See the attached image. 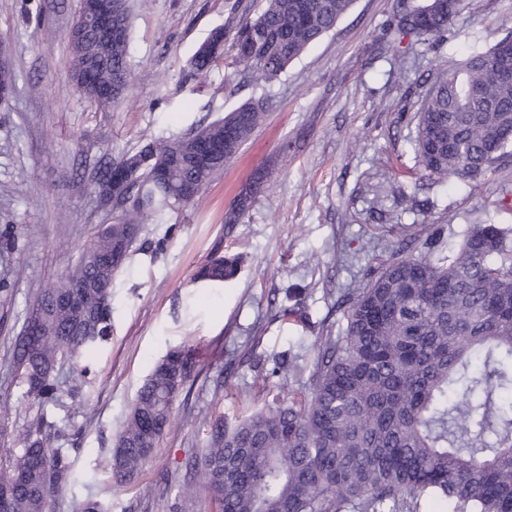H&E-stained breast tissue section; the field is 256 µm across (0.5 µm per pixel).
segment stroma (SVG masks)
<instances>
[{
	"instance_id": "obj_1",
	"label": "stroma",
	"mask_w": 512,
	"mask_h": 512,
	"mask_svg": "<svg viewBox=\"0 0 512 512\" xmlns=\"http://www.w3.org/2000/svg\"><path fill=\"white\" fill-rule=\"evenodd\" d=\"M265 0H132L130 83L105 111L71 87L66 37L80 0H0V45L15 85L0 105V403L13 408L10 445L23 447L37 417L60 431L51 445L72 462L52 512L101 498L105 512H218L210 496L185 506L191 454L213 418L230 427L268 401L259 369H296L293 396L327 336L346 328L345 299L363 287L394 240L440 231L458 246L480 222L512 227L498 199L512 166L472 188L424 178L412 142L417 112L451 60L503 38L512 0H462L437 39L386 34L391 0H354L318 42L276 78L243 71L232 47L207 80L189 60L218 27L254 17ZM262 98L264 122L193 205L144 225L142 248L112 290V334L84 352L80 396L41 403L28 397L11 353L27 299L54 287L83 246L118 213L93 188L111 162L157 136L180 137ZM260 188H253L256 175ZM252 192L237 224L224 215ZM416 194L419 210L402 198ZM240 258L237 277L205 284L196 275L213 254ZM24 276H16L17 267ZM188 347L191 376L152 459L132 479L110 467L116 435L136 393L167 352ZM108 495H101L103 487Z\"/></svg>"
}]
</instances>
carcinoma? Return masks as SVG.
<instances>
[{"mask_svg":"<svg viewBox=\"0 0 512 512\" xmlns=\"http://www.w3.org/2000/svg\"><path fill=\"white\" fill-rule=\"evenodd\" d=\"M353 0H266L253 20L238 24L237 64L267 80L277 77L330 31ZM431 0H393L387 35L441 37L452 18L420 27ZM122 31L99 36L86 22L68 38L70 78L107 109L129 84L130 0H118ZM500 44L454 63L428 89L418 112L415 158L436 182L479 181L512 158V55ZM220 55L201 45L190 61L205 79ZM266 104L246 102L224 118L181 137H156L116 164L133 175L135 201L118 222L99 227L76 264L54 288L29 298V316L12 359L27 394L58 402L82 393L85 371L58 380L62 366L104 341L112 329L111 257L135 252L145 224L195 202L261 125ZM219 146L224 161L199 162L200 142ZM167 168L169 179L158 176ZM251 205L239 196L224 215L237 224ZM433 232L409 249L387 245L388 259L350 298L346 329L327 336L309 377L310 395L288 401L290 371L279 377L272 403L228 429L219 421L194 456L183 497L205 492L220 512H421L432 496L448 512H512V227L472 224L448 256ZM239 258L213 255L198 279H233ZM190 376L189 351L174 350L143 382L111 455L114 475L138 474L171 421ZM56 430L39 417L22 448H0V497L5 512H50V500L71 475Z\"/></svg>","mask_w":512,"mask_h":512,"instance_id":"carcinoma-1","label":"carcinoma"}]
</instances>
